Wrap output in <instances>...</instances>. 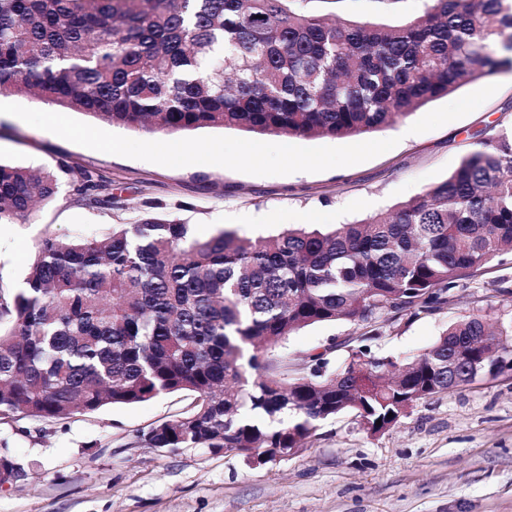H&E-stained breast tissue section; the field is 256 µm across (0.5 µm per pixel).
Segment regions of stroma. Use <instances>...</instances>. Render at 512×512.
<instances>
[{
    "mask_svg": "<svg viewBox=\"0 0 512 512\" xmlns=\"http://www.w3.org/2000/svg\"><path fill=\"white\" fill-rule=\"evenodd\" d=\"M429 0H304L303 9L399 24ZM392 127L349 138L253 136L201 128L167 137L130 130L22 94H0V162L59 163L108 175L119 201L109 211L67 196L30 218L0 223V284L17 285L37 242L101 238L143 203L178 205L201 239L218 230L266 236L296 224H346L412 199L445 178L470 136L512 128V68L428 103ZM471 314L512 317V255L491 262L437 314L402 321L371 340L374 355L421 354L442 327ZM362 325L324 323L291 335L289 357L336 343L343 361ZM190 402L166 395L60 421L0 424V442L27 477L0 485V512H512V375L482 376L418 404L372 435L354 413L324 422L296 455L253 463L202 448L140 447L137 431Z\"/></svg>",
    "mask_w": 512,
    "mask_h": 512,
    "instance_id": "1",
    "label": "stroma"
}]
</instances>
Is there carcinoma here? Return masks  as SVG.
Here are the masks:
<instances>
[{"instance_id":"carcinoma-1","label":"carcinoma","mask_w":512,"mask_h":512,"mask_svg":"<svg viewBox=\"0 0 512 512\" xmlns=\"http://www.w3.org/2000/svg\"><path fill=\"white\" fill-rule=\"evenodd\" d=\"M512 0H431L390 25L334 20L295 0H0V93L176 134L363 136L511 65ZM443 181L353 224L196 238L148 201L102 238L46 236L18 288L0 284V421L66 419L189 393L146 448H250L273 461L349 410L376 435L422 401L512 361V320L463 317L413 358L335 346L277 356L323 323L380 328L430 315L512 254V129L471 135ZM68 186L116 204L112 179L0 163V222ZM305 361L307 368L294 366ZM381 424H376V421ZM0 470L26 477L0 446Z\"/></svg>"}]
</instances>
